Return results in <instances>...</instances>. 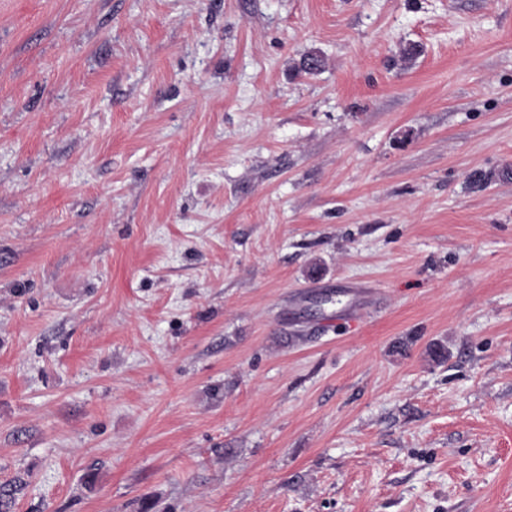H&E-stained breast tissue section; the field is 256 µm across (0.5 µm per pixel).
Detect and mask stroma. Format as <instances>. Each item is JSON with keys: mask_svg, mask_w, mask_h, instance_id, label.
<instances>
[{"mask_svg": "<svg viewBox=\"0 0 512 512\" xmlns=\"http://www.w3.org/2000/svg\"><path fill=\"white\" fill-rule=\"evenodd\" d=\"M507 166L512 0H0L11 512H512Z\"/></svg>", "mask_w": 512, "mask_h": 512, "instance_id": "35a3bbf8", "label": "stroma"}]
</instances>
